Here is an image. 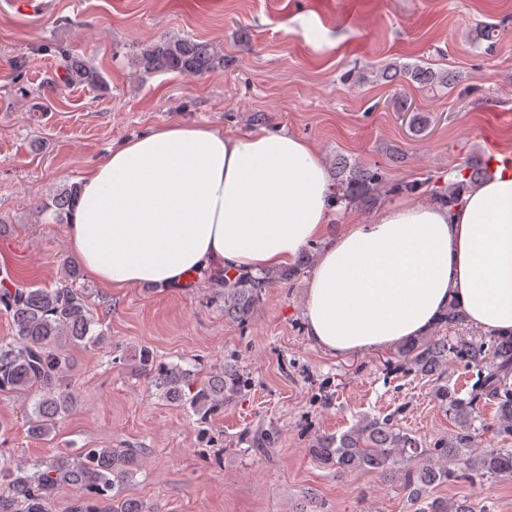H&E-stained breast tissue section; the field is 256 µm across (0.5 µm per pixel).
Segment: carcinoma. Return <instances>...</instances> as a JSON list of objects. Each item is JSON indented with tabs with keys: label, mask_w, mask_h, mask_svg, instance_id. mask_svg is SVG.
<instances>
[{
	"label": "carcinoma",
	"mask_w": 512,
	"mask_h": 512,
	"mask_svg": "<svg viewBox=\"0 0 512 512\" xmlns=\"http://www.w3.org/2000/svg\"><path fill=\"white\" fill-rule=\"evenodd\" d=\"M224 61L217 48L188 38H164L142 48L137 54L143 72L179 73L201 76ZM64 80L101 88L102 74L73 55H65ZM404 73L414 81L433 87L449 85L448 75L417 65ZM478 169L466 162L455 170V180L435 198L454 203L460 188L475 184ZM393 191L377 167H342L331 195V204L346 210H367ZM79 184L63 188L45 206L54 219L74 207ZM311 251L301 253L291 266L257 274L219 276L222 291L215 300L223 303L224 318L244 324L251 321L266 289L282 281H295L309 267ZM79 266H66L64 283L54 288L20 285L8 268L0 270V312L12 324L14 336L0 343V394L36 393L29 412L30 433L48 435L57 420L76 403L74 394L63 386L68 360L56 350L67 339L75 345L101 348L107 343L104 332L96 329L91 306L76 287ZM465 323L455 305L439 324L456 328ZM131 360L136 371L146 375L159 396L179 407L189 408L197 423L205 424L224 412L251 385L243 367L224 368L200 376L197 370L165 362L148 346L134 354L120 356ZM460 363L476 371L469 396H460L450 386L448 369ZM397 368L435 381L434 397L454 422V429L427 444L403 427L397 414L363 416L350 429L339 434H323L312 439L306 454L324 468L342 472H376L399 479L418 512H488L479 502L465 498L449 501L432 495L438 485L466 481L472 485L488 479L512 477V448H484L477 441L473 422L481 403L494 406L493 429L502 438L512 437V335L485 339L482 336H438L414 338L399 344ZM140 454L132 448H90L73 457L59 453L50 461L19 462L0 466V512H52L55 491L69 487L77 493L70 512H147L142 502L125 495L126 484L140 469Z\"/></svg>",
	"instance_id": "carcinoma-1"
}]
</instances>
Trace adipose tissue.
Wrapping results in <instances>:
<instances>
[{"label":"adipose tissue","mask_w":512,"mask_h":512,"mask_svg":"<svg viewBox=\"0 0 512 512\" xmlns=\"http://www.w3.org/2000/svg\"><path fill=\"white\" fill-rule=\"evenodd\" d=\"M79 185L69 247L110 287L276 269L317 242L304 318L328 352L425 335L452 302L483 332L512 334V168L464 188L458 205L402 197L333 236L326 166L286 131L168 125L123 142Z\"/></svg>","instance_id":"obj_1"}]
</instances>
